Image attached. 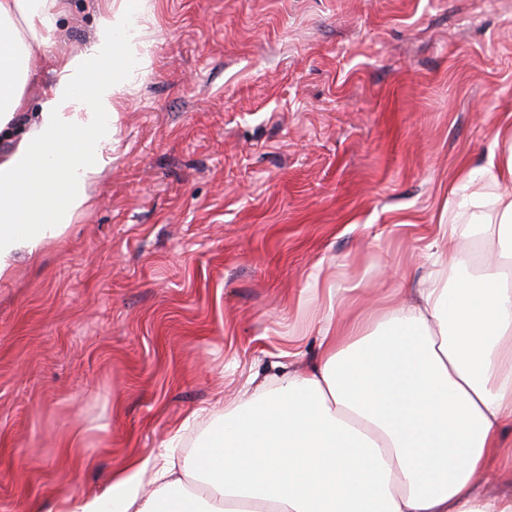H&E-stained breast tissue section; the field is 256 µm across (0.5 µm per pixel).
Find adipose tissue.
Here are the masks:
<instances>
[{
  "mask_svg": "<svg viewBox=\"0 0 512 512\" xmlns=\"http://www.w3.org/2000/svg\"><path fill=\"white\" fill-rule=\"evenodd\" d=\"M64 0H0V279L62 239L112 161L114 102L145 67L128 9L98 10L27 111L30 60L54 43ZM471 190L481 263L447 199L416 288L327 314L311 366L242 392L182 463L131 456L100 493L56 512H512L481 479L512 476V114Z\"/></svg>",
  "mask_w": 512,
  "mask_h": 512,
  "instance_id": "obj_1",
  "label": "adipose tissue"
}]
</instances>
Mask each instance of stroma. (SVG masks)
<instances>
[{"label":"stroma","instance_id":"1","mask_svg":"<svg viewBox=\"0 0 512 512\" xmlns=\"http://www.w3.org/2000/svg\"><path fill=\"white\" fill-rule=\"evenodd\" d=\"M129 5L150 64L112 162L0 281V512H52L177 432L183 458L249 379L316 356L327 287H413L512 113V0ZM94 20L67 0L58 51Z\"/></svg>","mask_w":512,"mask_h":512}]
</instances>
